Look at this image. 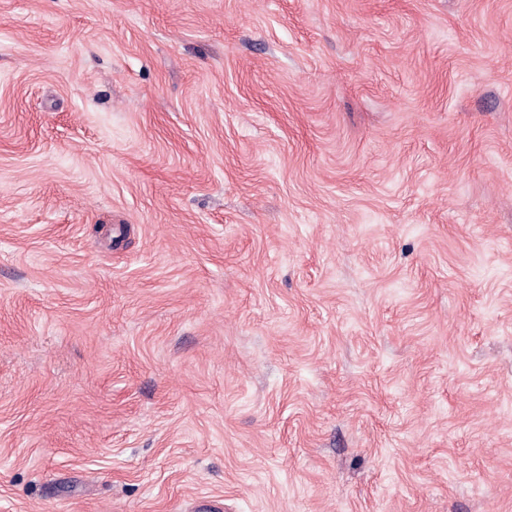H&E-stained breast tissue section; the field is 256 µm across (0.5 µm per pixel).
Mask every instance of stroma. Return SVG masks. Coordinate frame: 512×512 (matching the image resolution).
<instances>
[{"label":"stroma","instance_id":"stroma-1","mask_svg":"<svg viewBox=\"0 0 512 512\" xmlns=\"http://www.w3.org/2000/svg\"><path fill=\"white\" fill-rule=\"evenodd\" d=\"M512 512V0H0V512Z\"/></svg>","mask_w":512,"mask_h":512}]
</instances>
